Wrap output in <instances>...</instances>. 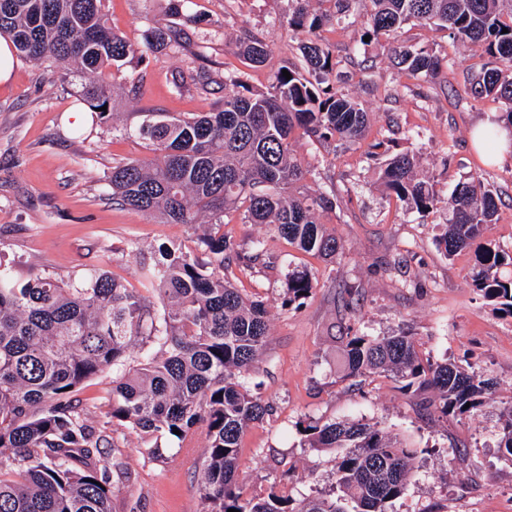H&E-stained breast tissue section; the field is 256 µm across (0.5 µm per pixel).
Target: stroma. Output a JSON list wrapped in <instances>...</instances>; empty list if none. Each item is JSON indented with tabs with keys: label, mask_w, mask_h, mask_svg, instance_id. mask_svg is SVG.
Wrapping results in <instances>:
<instances>
[{
	"label": "stroma",
	"mask_w": 512,
	"mask_h": 512,
	"mask_svg": "<svg viewBox=\"0 0 512 512\" xmlns=\"http://www.w3.org/2000/svg\"><path fill=\"white\" fill-rule=\"evenodd\" d=\"M105 7L113 29L132 41L147 27L172 21L169 0H105ZM287 9V0H188L187 13L200 18L189 33L206 56L201 70L216 79L243 72L253 89H268L278 69L300 57L297 38L277 22ZM252 34L269 49L259 67L240 54L241 41ZM323 37L342 89L370 114L364 144L295 141L309 171L302 188L336 203L320 221L340 240V252L329 262L298 251L272 226L241 223L235 213L224 227L244 246L264 240L276 259L274 268L235 273L238 287L269 311L263 360L247 382L271 413L242 438L246 485L260 490L283 479L297 497L329 493L339 452L308 447L302 427L350 419L401 438L415 452L412 477L393 512H512V463L497 448L500 411L512 400V318L474 288L469 256L450 259L437 248L447 210L420 216L379 181L385 160L399 152L417 157L419 176L440 196L457 182L480 179L501 200L499 219L486 235L512 252V153L489 163L471 142L472 130L501 115L503 106L464 94L465 79L484 60L444 30L410 24L398 35L447 55L453 71L444 82L398 71L387 42L361 44L357 25H337ZM189 65L188 56L164 51L106 70L115 86L113 119L96 121L87 112L78 122L71 114L78 105L76 77L17 59L10 79L0 83V263L17 282L38 275L68 280L104 268L136 289L152 314L161 313L159 294L142 279L141 266L159 259L165 246L196 251L204 227L162 224L113 203L107 177L113 166L148 156L145 141L129 131L142 113L210 112L221 105L224 90L217 83L206 91L174 85L175 72ZM292 266L306 268L314 283L297 309L282 304ZM344 285L358 290L349 314L338 300ZM342 320L359 335L406 332L423 357L478 365L497 388L462 421L421 416L413 397L390 378L348 377L337 338ZM77 398L92 420H103L112 403L111 372L85 381ZM109 435L122 469L112 478V512H199L196 470L204 430L158 460L146 454L153 437L118 424Z\"/></svg>",
	"instance_id": "35a3bbf8"
}]
</instances>
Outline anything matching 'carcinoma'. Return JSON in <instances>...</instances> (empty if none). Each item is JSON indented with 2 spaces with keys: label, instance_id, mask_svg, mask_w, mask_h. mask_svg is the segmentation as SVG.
Masks as SVG:
<instances>
[{
  "label": "carcinoma",
  "instance_id": "carcinoma-1",
  "mask_svg": "<svg viewBox=\"0 0 512 512\" xmlns=\"http://www.w3.org/2000/svg\"><path fill=\"white\" fill-rule=\"evenodd\" d=\"M332 9H310V0H289L279 17L301 38L302 67L284 66L265 91L242 73L224 76V100L213 112L171 116L145 112L138 134L153 153L112 167V200L169 224H197L209 231L199 252L168 250L147 269L163 313L155 318L142 297L103 269L73 281L37 276L17 284L0 267V512H112V476L118 464L104 451L107 429L118 422L134 432L184 443L206 429L199 469L203 512H390L406 491L414 452L382 430L354 420L317 422L302 429L311 448H342L336 481L325 496L294 497L288 487L249 492L239 472L242 437L270 406L251 392L246 375L258 367L266 345L268 311L224 278L231 261L244 270L273 264L264 242L242 247L220 233L224 213L244 224H270L296 249L333 260L340 249L322 231L318 214L333 207L323 194L299 191L304 170L292 148L293 134L318 142L355 144L368 129L362 104L337 86L336 62L320 31L364 18L359 40H396L410 22L441 27L463 47L488 57L465 83L475 100L505 106L512 128V0H319ZM183 0L171 7L176 20L149 27L131 42L108 24L104 0H0V37L30 61L63 67L78 77L77 93L104 118L113 86L106 69L171 50L197 57L178 19ZM507 32H502V29ZM241 54L252 66L268 56L251 36ZM394 62L412 76L448 78V58L425 46L393 48ZM416 159L397 153L381 173L385 188L425 217L440 206L450 218L439 246L448 258L473 256L472 281L497 309L512 317V253L485 238L499 218L498 196L477 184H458L442 200L417 178ZM314 289L300 269L287 273L283 305L301 307ZM160 354L112 379V407L92 424L72 394L87 379L124 365L143 335ZM348 376L391 377L419 399L420 410L461 419L479 409L497 382L473 364L433 363L404 334L344 336ZM181 434H175V431ZM497 448L512 463V400L503 414Z\"/></svg>",
  "mask_w": 512,
  "mask_h": 512
}]
</instances>
